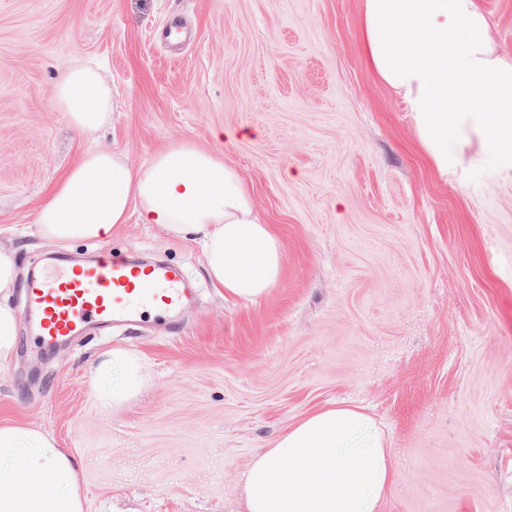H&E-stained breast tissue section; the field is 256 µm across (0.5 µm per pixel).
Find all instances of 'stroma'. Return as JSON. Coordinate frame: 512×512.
<instances>
[{
	"label": "stroma",
	"mask_w": 512,
	"mask_h": 512,
	"mask_svg": "<svg viewBox=\"0 0 512 512\" xmlns=\"http://www.w3.org/2000/svg\"><path fill=\"white\" fill-rule=\"evenodd\" d=\"M481 4L512 58V0ZM176 16L179 51L153 40ZM362 22V0H0V246L20 278L58 255L33 215L92 147L133 169L186 142L222 157L284 250L278 283L242 302L195 241L134 216L68 249L162 259L198 290L182 334L117 326L0 366V422L80 460L85 512H245L254 460L330 405L387 441L380 512H512V168L472 135L440 176ZM77 64L112 90L86 134L54 106ZM117 349L146 382L113 408L92 368Z\"/></svg>",
	"instance_id": "obj_1"
}]
</instances>
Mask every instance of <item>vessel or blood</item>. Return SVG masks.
Listing matches in <instances>:
<instances>
[{
	"label": "vessel or blood",
	"instance_id": "vessel-or-blood-1",
	"mask_svg": "<svg viewBox=\"0 0 512 512\" xmlns=\"http://www.w3.org/2000/svg\"><path fill=\"white\" fill-rule=\"evenodd\" d=\"M21 312L45 346L136 321L147 311H181L190 300L180 270L155 263L138 267L99 253L79 265L61 260L25 284Z\"/></svg>",
	"mask_w": 512,
	"mask_h": 512
}]
</instances>
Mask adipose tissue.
<instances>
[{
    "label": "adipose tissue",
    "mask_w": 512,
    "mask_h": 512,
    "mask_svg": "<svg viewBox=\"0 0 512 512\" xmlns=\"http://www.w3.org/2000/svg\"><path fill=\"white\" fill-rule=\"evenodd\" d=\"M362 40L375 75L404 101L423 149L447 173L469 129L482 149L512 165V59L488 34L480 0H363ZM111 90L93 68L60 79L55 108L84 133L107 117ZM190 238L225 295L254 302L280 278L284 251L259 217L231 165L189 143L156 153L138 169L108 150L91 149L47 192L34 215L40 234L68 248L100 241L130 216ZM19 286L15 251L0 248V366L16 352ZM124 381L103 395L120 405L145 382L139 358L115 352ZM346 406L319 409L292 424L247 476L246 512H378L394 480L380 433ZM0 512H84L77 459L41 431L0 425Z\"/></svg>",
    "instance_id": "ef3b65f1"
}]
</instances>
